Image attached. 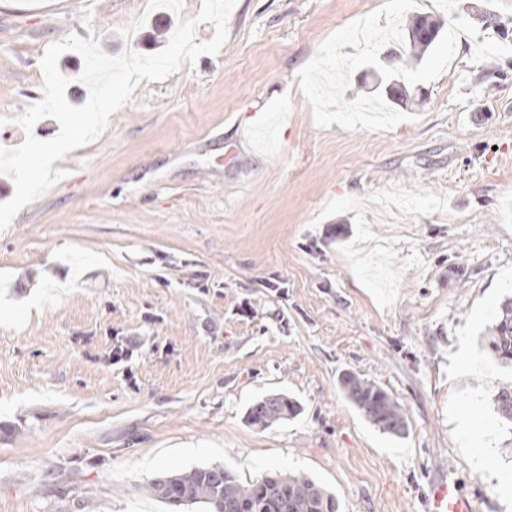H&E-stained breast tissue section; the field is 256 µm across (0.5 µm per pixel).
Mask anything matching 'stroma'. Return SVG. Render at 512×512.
<instances>
[{
	"label": "stroma",
	"mask_w": 512,
	"mask_h": 512,
	"mask_svg": "<svg viewBox=\"0 0 512 512\" xmlns=\"http://www.w3.org/2000/svg\"><path fill=\"white\" fill-rule=\"evenodd\" d=\"M146 2L0 0V147L25 139L49 45L153 54L201 8ZM384 2L237 0L218 55L142 81L0 231V512H176L147 484L216 464L306 474L337 512H432L444 482L512 512L454 420L470 405L472 447L512 471L492 406L512 369L485 347L512 295V0H459L479 35L409 121L318 126L299 70ZM346 371L400 404L405 436L359 414ZM273 393L299 414L250 426Z\"/></svg>",
	"instance_id": "obj_1"
}]
</instances>
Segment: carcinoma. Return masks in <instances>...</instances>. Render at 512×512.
I'll return each instance as SVG.
<instances>
[{
  "mask_svg": "<svg viewBox=\"0 0 512 512\" xmlns=\"http://www.w3.org/2000/svg\"><path fill=\"white\" fill-rule=\"evenodd\" d=\"M444 26L440 19L410 17L403 25L405 43L391 56L381 58L388 66L415 68ZM376 88L393 102L408 101L409 91L399 79L383 80L370 68ZM489 353L501 364L512 367V298L499 306L495 324L486 341ZM340 388L362 416L384 433L402 437L407 424L401 406L380 386L353 372H345ZM497 414L512 422V385L499 387L493 398ZM300 404L284 394H270L254 401L246 412L247 422L261 429L293 417ZM147 491L172 505L203 503L209 512H336V498L313 479L300 473L269 472L244 484L237 474L221 465L175 470L158 475Z\"/></svg>",
  "mask_w": 512,
  "mask_h": 512,
  "instance_id": "carcinoma-1",
  "label": "carcinoma"
}]
</instances>
